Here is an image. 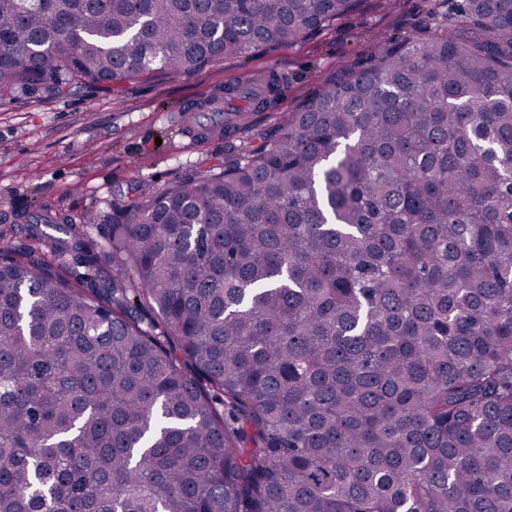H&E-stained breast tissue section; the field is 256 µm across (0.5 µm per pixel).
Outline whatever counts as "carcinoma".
I'll return each instance as SVG.
<instances>
[{
  "label": "carcinoma",
  "mask_w": 512,
  "mask_h": 512,
  "mask_svg": "<svg viewBox=\"0 0 512 512\" xmlns=\"http://www.w3.org/2000/svg\"><path fill=\"white\" fill-rule=\"evenodd\" d=\"M359 0H0V100L190 75ZM283 73L224 85L230 142ZM0 242V512H512V0L224 171Z\"/></svg>",
  "instance_id": "1"
}]
</instances>
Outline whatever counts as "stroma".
I'll return each instance as SVG.
<instances>
[{"mask_svg": "<svg viewBox=\"0 0 512 512\" xmlns=\"http://www.w3.org/2000/svg\"><path fill=\"white\" fill-rule=\"evenodd\" d=\"M448 0H361L301 44L243 60H218L185 77L134 78L110 94L90 85L56 96L17 90L0 102V233L26 234L38 215L111 216L137 186L162 188L224 169L223 136H196L197 106L223 96L225 83L267 71L287 74L277 110L255 115L244 134L268 132L328 74L364 65L376 46L424 36Z\"/></svg>", "mask_w": 512, "mask_h": 512, "instance_id": "stroma-1", "label": "stroma"}]
</instances>
